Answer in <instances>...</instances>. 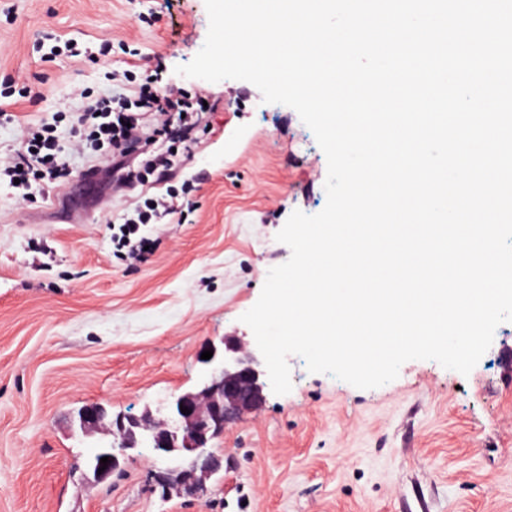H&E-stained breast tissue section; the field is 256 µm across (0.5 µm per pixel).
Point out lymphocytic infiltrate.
<instances>
[{
    "instance_id": "lymphocytic-infiltrate-1",
    "label": "lymphocytic infiltrate",
    "mask_w": 512,
    "mask_h": 512,
    "mask_svg": "<svg viewBox=\"0 0 512 512\" xmlns=\"http://www.w3.org/2000/svg\"><path fill=\"white\" fill-rule=\"evenodd\" d=\"M202 107L181 93L155 88L145 82L132 95L116 94L96 99L81 113L74 133L79 145L91 153L110 156L119 171V186L132 188L162 178L178 165L200 124ZM68 166L55 143L51 127L24 126L14 161L0 166V178L19 180L27 188L37 182L67 181ZM177 194L146 199L125 217L112 237L117 250L135 262L146 260L149 238L140 236L141 225L155 224L178 214Z\"/></svg>"
}]
</instances>
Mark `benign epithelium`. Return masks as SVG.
Wrapping results in <instances>:
<instances>
[{
  "label": "benign epithelium",
  "instance_id": "obj_1",
  "mask_svg": "<svg viewBox=\"0 0 512 512\" xmlns=\"http://www.w3.org/2000/svg\"><path fill=\"white\" fill-rule=\"evenodd\" d=\"M210 359L202 361L206 376L195 392L177 397L169 423L155 419L152 413L140 416L119 414L111 424L106 409L99 404L86 405L78 412L83 431H105L113 436L88 458L87 470L93 479L105 482L138 448H151L172 460L188 459L185 466L163 476V487L181 496L198 497L205 481L220 471L221 459L210 450V442L224 433L233 419L257 411L266 400L263 361L258 351L238 339L224 337L210 344ZM188 412H181V408ZM109 460L102 466L100 459ZM104 471H99V468Z\"/></svg>",
  "mask_w": 512,
  "mask_h": 512
}]
</instances>
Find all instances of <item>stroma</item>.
<instances>
[{"mask_svg":"<svg viewBox=\"0 0 512 512\" xmlns=\"http://www.w3.org/2000/svg\"><path fill=\"white\" fill-rule=\"evenodd\" d=\"M204 0H0V85L36 98L0 101V160L21 128L48 123L71 177L17 203L0 183V512H512V322L495 330L469 375L433 360L359 389L288 358L292 389L226 426L211 449L222 470L197 498H162L170 460L133 452L103 484L86 459L109 435L74 431L83 406L172 419L203 378L201 354L251 336L240 317L289 247L293 211L326 205L327 160L298 113L251 83L176 74L202 48ZM81 54H62L64 41ZM129 69L201 94L206 127L170 177L132 190L83 182L73 113ZM194 183L186 221L141 226L146 261L116 254L113 217L144 196Z\"/></svg>","mask_w":512,"mask_h":512,"instance_id":"obj_1","label":"stroma"}]
</instances>
